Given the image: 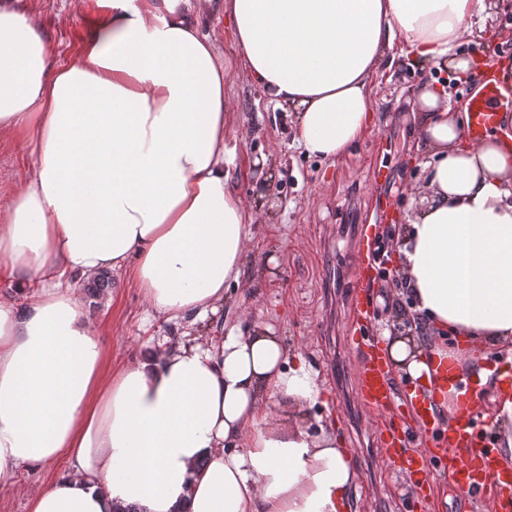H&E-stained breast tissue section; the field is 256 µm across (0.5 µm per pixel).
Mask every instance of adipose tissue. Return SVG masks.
Returning <instances> with one entry per match:
<instances>
[{
    "instance_id": "obj_1",
    "label": "adipose tissue",
    "mask_w": 512,
    "mask_h": 512,
    "mask_svg": "<svg viewBox=\"0 0 512 512\" xmlns=\"http://www.w3.org/2000/svg\"><path fill=\"white\" fill-rule=\"evenodd\" d=\"M67 62L0 0V135L32 162L0 225V485L58 459L29 512H350L358 472L304 350L269 327L179 342L113 367L81 294L119 271L154 312L215 316L245 264L252 216L227 183L224 56L195 0H99ZM484 0H224L234 44L296 140L339 160L373 123L386 49L474 76ZM427 204L397 227L398 273L430 334L386 336V364L457 421L445 371L512 347V138L424 86Z\"/></svg>"
}]
</instances>
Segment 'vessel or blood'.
I'll return each mask as SVG.
<instances>
[{"label":"vessel or blood","instance_id":"vessel-or-blood-1","mask_svg":"<svg viewBox=\"0 0 512 512\" xmlns=\"http://www.w3.org/2000/svg\"><path fill=\"white\" fill-rule=\"evenodd\" d=\"M512 97L497 72H490L482 90L469 100V134L480 139L497 123L499 105ZM371 313L369 300L361 294L352 296L350 343L359 362L355 377L358 397L375 418V432L389 461L406 463L407 475L416 476L418 488L429 486L434 475L444 476L455 489L472 492L481 487L484 475L498 476L496 493L512 490V475L500 468L501 452L486 429L487 422L478 409V394L464 391L460 397L461 420L448 428L435 425L433 399L419 391L398 396L386 364L366 335L364 328ZM407 408L408 421L396 422L400 408ZM428 435L431 446L418 451L413 447L417 435Z\"/></svg>","mask_w":512,"mask_h":512}]
</instances>
